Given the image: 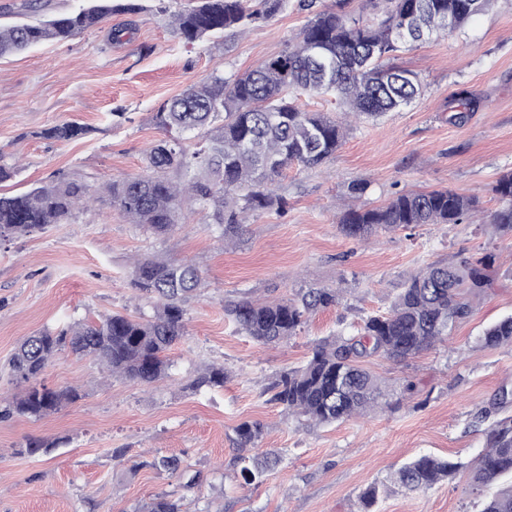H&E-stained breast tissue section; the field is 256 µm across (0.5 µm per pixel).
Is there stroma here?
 <instances>
[{
	"label": "stroma",
	"instance_id": "obj_1",
	"mask_svg": "<svg viewBox=\"0 0 512 512\" xmlns=\"http://www.w3.org/2000/svg\"><path fill=\"white\" fill-rule=\"evenodd\" d=\"M141 2L138 15L117 14L69 42L0 58V157L16 167L0 192L19 193L58 174L95 188L142 174L148 148L162 135L153 114L163 102L210 74L255 68L309 16L300 0H288L240 37L188 44L159 0ZM121 26L124 37L113 41L112 29ZM396 63L422 80L415 103L358 123L321 167L286 170L279 179L285 214L250 217L233 243L200 210H183L173 238L163 241L98 204L0 244V393L23 390L9 361L34 332L112 312L153 316L152 303L130 286L137 259L190 261L203 275L164 381L142 387L110 379L93 359L64 351L41 381L75 388L79 400L39 420L0 419V512H135L161 491L183 492L188 512H358L372 486L381 492L371 512H479L493 490L476 488L468 470L418 491L391 486L390 478L418 455L466 463L484 450L488 424L479 414L512 382V349L480 341L489 324L512 314V236L477 222L357 241L340 232L336 215L354 182L365 186L360 207L383 205L397 191L447 188L497 209L490 188L512 170V0H496L461 30L400 53ZM462 90L479 105L455 122L451 99ZM65 120L87 134L41 138ZM484 255L494 260L490 286L447 342L402 363L369 359L391 393L388 408L325 426L270 402L267 388L277 375L304 364L318 340L356 333L367 316L386 312L422 267ZM320 287L339 289L338 304L275 345L254 342L224 316L230 298ZM212 363L228 373L223 387L189 389ZM409 381L414 391H405ZM244 421L264 424L261 448L282 454L250 486L242 483L234 444ZM30 439L55 447L20 453ZM158 453L202 472L201 487L183 490L182 478L149 467Z\"/></svg>",
	"mask_w": 512,
	"mask_h": 512
}]
</instances>
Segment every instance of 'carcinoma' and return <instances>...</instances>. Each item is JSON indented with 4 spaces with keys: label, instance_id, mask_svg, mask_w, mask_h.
I'll return each mask as SVG.
<instances>
[{
    "label": "carcinoma",
    "instance_id": "cac0c4a2",
    "mask_svg": "<svg viewBox=\"0 0 512 512\" xmlns=\"http://www.w3.org/2000/svg\"><path fill=\"white\" fill-rule=\"evenodd\" d=\"M349 0L313 14L299 34L255 69L225 77L212 74L163 103L153 119L163 131L147 152L146 173L114 179L98 198L117 209L131 224H143L157 235H170L184 205L211 212L224 240H234L247 217L283 208L271 189L293 166L313 168L336 154L350 125L328 112L299 104L301 95L334 94L347 108L344 116L378 118L409 107L422 93L418 75L395 66V53L462 28L489 9L493 0H367L370 13L347 10ZM285 0H188L171 12L175 32L192 44L206 36L234 38L283 10ZM143 11L137 0H89L48 19L0 26V57L22 53L47 41H67L97 27L112 15ZM452 103L461 120L477 106L466 90ZM72 121L56 123L40 137L66 142L86 134ZM491 191L498 208L489 223L512 234V171L501 174ZM91 199L82 180L58 176L18 194L0 193V243L63 224ZM482 210L479 198L449 189L398 192L375 208L347 206L338 224L351 239L367 240L380 231L412 230L425 224H469ZM490 257L435 263L409 277L381 315L366 318L353 336H333L316 343L306 364L281 373L267 388L271 401L285 413L318 424L342 422L382 406V382L366 367L372 357L402 361L445 341L468 319L474 303L490 285ZM131 285L156 301L150 318L120 313L97 322L78 321L58 332L42 330L16 349L12 371L27 383L15 400L0 396V418L13 414L41 419L79 398L72 388L54 389L39 381L57 352L65 347L88 356L109 375L152 386L167 376V352L185 336V304L202 285L192 263L142 259L135 263ZM336 288H309L293 297L240 299L224 304L237 329L270 345L293 335L320 309L336 305ZM487 347H512V315L486 328ZM222 365H208L190 384L193 389L224 386ZM512 404V391L501 388L492 408L485 450L470 464L477 486L512 475V415L492 417ZM264 425L244 421L234 442L244 453L240 473L247 485L258 484L278 463L258 448ZM147 466L171 475L184 473L175 455H156ZM463 467L460 462L420 455L401 466L393 482L428 489ZM136 512H186L184 497L161 492ZM480 512H512V483L488 497Z\"/></svg>",
    "mask_w": 512,
    "mask_h": 512
}]
</instances>
